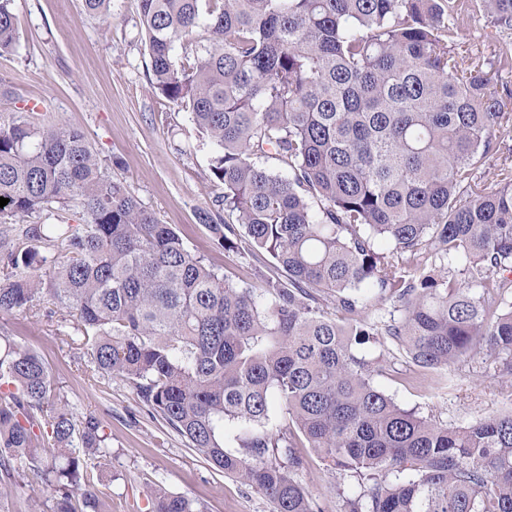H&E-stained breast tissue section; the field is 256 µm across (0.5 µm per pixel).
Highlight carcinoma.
Masks as SVG:
<instances>
[{
    "mask_svg": "<svg viewBox=\"0 0 512 512\" xmlns=\"http://www.w3.org/2000/svg\"><path fill=\"white\" fill-rule=\"evenodd\" d=\"M13 2L0 0V55L18 40ZM110 3L82 0L103 19ZM477 13L512 31V0H138L153 91L214 147L224 222L209 209L199 220L233 252L242 226L274 273L260 288L221 274L82 131L1 112L0 216L75 204L84 222L0 224V315L49 299L94 374L131 383L273 512H324L298 480L303 447L357 480L344 512H512V407L450 427L379 389L388 357L370 354L383 336L427 371L482 359L512 374V148L494 185L476 175L512 127V89L496 78L512 42L488 70L465 64L455 46ZM202 24L206 43L176 65V42ZM371 300L392 303L389 318L368 319ZM107 440L40 355L5 345L3 512L22 466L53 512H106L88 462ZM143 512L204 509L157 485Z\"/></svg>",
    "mask_w": 512,
    "mask_h": 512,
    "instance_id": "carcinoma-1",
    "label": "carcinoma"
}]
</instances>
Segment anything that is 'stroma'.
<instances>
[{"label":"stroma","instance_id":"stroma-1","mask_svg":"<svg viewBox=\"0 0 512 512\" xmlns=\"http://www.w3.org/2000/svg\"><path fill=\"white\" fill-rule=\"evenodd\" d=\"M13 9L18 44L0 57V112L30 106L50 121L83 130L113 177L173 225L191 251L231 278L258 282L261 255L224 251L198 219L200 209L215 208L222 192L209 178L212 147L187 109L153 92L137 0H111L105 21L88 15L82 0H14ZM503 39L512 41V31L499 32L479 15L464 28L459 51L485 63ZM74 335L64 313L45 298L32 310L0 315V336L38 352L74 412L96 415L109 434L99 489L112 512H136L142 494L156 484L198 500L206 512H271L263 494L214 470L154 417L129 383L93 377ZM374 381L401 407L451 426L512 407V376L477 361L427 373L402 358ZM301 454L309 460L301 474L304 489L327 512H340L343 499L357 495V482L331 470L311 449Z\"/></svg>","mask_w":512,"mask_h":512}]
</instances>
